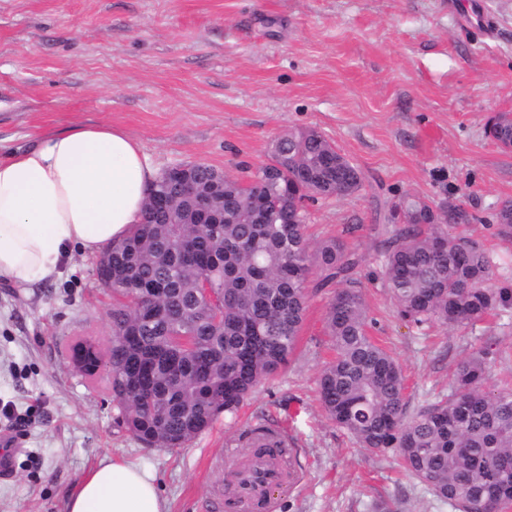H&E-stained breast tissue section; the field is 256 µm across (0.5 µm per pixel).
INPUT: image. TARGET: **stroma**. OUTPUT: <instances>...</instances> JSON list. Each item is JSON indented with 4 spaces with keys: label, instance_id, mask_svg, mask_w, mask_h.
Returning a JSON list of instances; mask_svg holds the SVG:
<instances>
[{
    "label": "stroma",
    "instance_id": "35a3bbf8",
    "mask_svg": "<svg viewBox=\"0 0 512 512\" xmlns=\"http://www.w3.org/2000/svg\"><path fill=\"white\" fill-rule=\"evenodd\" d=\"M512 112V0H0V149L76 125L132 134L157 169L201 162L238 175L267 162L276 136L313 128L355 163L360 189L308 206L307 236L342 238L370 336L402 368L408 414L486 354L487 389L512 382V307L460 329L402 320L382 275L390 205L416 196L460 207L447 231L480 244L512 287V238L495 215L512 200V152L487 136ZM98 258L74 254L54 280L0 281V512H66L102 458L152 471L168 512H210L256 420L281 427L300 479L275 512H454L392 454L357 447L326 415L318 380L333 355L331 289L307 288L294 353L185 447L143 445L116 421L112 394L70 348L112 341V296Z\"/></svg>",
    "mask_w": 512,
    "mask_h": 512
}]
</instances>
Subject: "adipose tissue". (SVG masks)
Listing matches in <instances>:
<instances>
[{
    "label": "adipose tissue",
    "instance_id": "1",
    "mask_svg": "<svg viewBox=\"0 0 512 512\" xmlns=\"http://www.w3.org/2000/svg\"><path fill=\"white\" fill-rule=\"evenodd\" d=\"M157 170L140 142L108 122L81 125L0 155V279L58 277L65 256L94 255L141 223ZM67 512H168L156 477L103 459Z\"/></svg>",
    "mask_w": 512,
    "mask_h": 512
}]
</instances>
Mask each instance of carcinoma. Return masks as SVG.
<instances>
[{"label":"carcinoma","instance_id":"carcinoma-1","mask_svg":"<svg viewBox=\"0 0 512 512\" xmlns=\"http://www.w3.org/2000/svg\"><path fill=\"white\" fill-rule=\"evenodd\" d=\"M486 133L512 150V120L498 112ZM358 167L315 129L284 133L269 159L243 176L224 174L214 197L222 224H161L145 213L132 235L108 246L112 262V364L117 422L140 442L182 448L219 415L235 416L247 396L283 367L296 347L310 276L339 285L326 326L335 356L319 394L328 417L361 448L395 450L403 468L460 512L490 500L512 505V389H483L488 366L478 351L459 362L453 389L409 417L396 359L367 332L356 288L362 258L338 237L311 248L304 202L357 191ZM441 214L418 197L391 208L399 225L385 242L383 276L401 318L416 325L466 327L512 305V288L494 284L489 254L448 235ZM512 235V201L496 214ZM219 302L196 295L201 280ZM163 288L147 313L141 289Z\"/></svg>","mask_w":512,"mask_h":512}]
</instances>
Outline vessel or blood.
I'll list each match as a JSON object with an SVG mask.
<instances>
[{
  "instance_id": "1",
  "label": "vessel or blood",
  "mask_w": 512,
  "mask_h": 512,
  "mask_svg": "<svg viewBox=\"0 0 512 512\" xmlns=\"http://www.w3.org/2000/svg\"><path fill=\"white\" fill-rule=\"evenodd\" d=\"M263 438L273 442V449L252 452L233 462V478L227 491L217 499L219 512H272L275 491L291 485L293 476L288 459L277 448L284 439L282 431L271 429Z\"/></svg>"
}]
</instances>
